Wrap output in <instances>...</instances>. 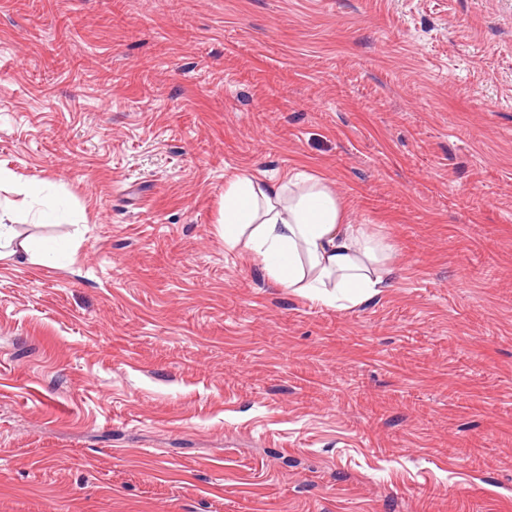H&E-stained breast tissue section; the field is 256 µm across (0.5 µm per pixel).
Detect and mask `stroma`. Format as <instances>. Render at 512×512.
Returning a JSON list of instances; mask_svg holds the SVG:
<instances>
[{
  "instance_id": "obj_1",
  "label": "stroma",
  "mask_w": 512,
  "mask_h": 512,
  "mask_svg": "<svg viewBox=\"0 0 512 512\" xmlns=\"http://www.w3.org/2000/svg\"><path fill=\"white\" fill-rule=\"evenodd\" d=\"M0 168L69 246L0 261V512H512V0H0ZM292 170L391 287L225 249Z\"/></svg>"
}]
</instances>
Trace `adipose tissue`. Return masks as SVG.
Returning a JSON list of instances; mask_svg holds the SVG:
<instances>
[{
	"instance_id": "ef3b65f1",
	"label": "adipose tissue",
	"mask_w": 512,
	"mask_h": 512,
	"mask_svg": "<svg viewBox=\"0 0 512 512\" xmlns=\"http://www.w3.org/2000/svg\"><path fill=\"white\" fill-rule=\"evenodd\" d=\"M224 246L248 249L266 276L308 298L358 305L389 287L391 244L348 218L331 186L297 172L270 182L242 172L224 188ZM57 244L21 236L10 210L0 211V259L42 263Z\"/></svg>"
}]
</instances>
